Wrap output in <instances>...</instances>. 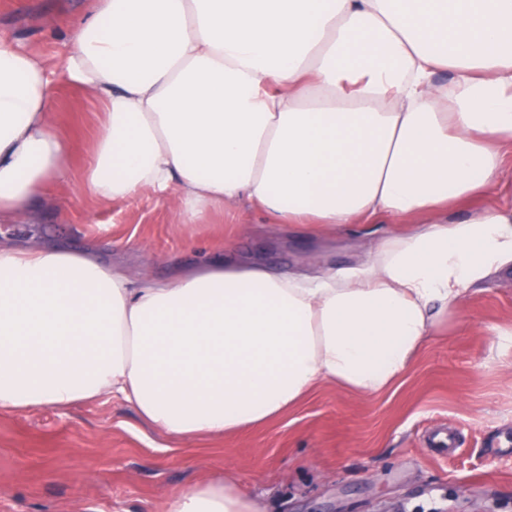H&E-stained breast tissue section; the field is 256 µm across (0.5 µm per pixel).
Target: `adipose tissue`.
Listing matches in <instances>:
<instances>
[{
	"mask_svg": "<svg viewBox=\"0 0 512 512\" xmlns=\"http://www.w3.org/2000/svg\"><path fill=\"white\" fill-rule=\"evenodd\" d=\"M71 40L65 76L106 114L98 199L167 200L179 224L244 198L281 224L416 227L312 281L204 261L136 283L91 248L0 239V411L112 395L189 439L324 383L375 395L512 266V208L448 218L512 157V0H98ZM54 81L0 34L1 224L66 176ZM168 512L261 510L224 476Z\"/></svg>",
	"mask_w": 512,
	"mask_h": 512,
	"instance_id": "obj_1",
	"label": "adipose tissue"
}]
</instances>
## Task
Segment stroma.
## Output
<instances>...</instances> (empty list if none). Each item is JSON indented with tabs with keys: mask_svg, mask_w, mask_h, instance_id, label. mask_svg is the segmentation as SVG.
<instances>
[{
	"mask_svg": "<svg viewBox=\"0 0 512 512\" xmlns=\"http://www.w3.org/2000/svg\"><path fill=\"white\" fill-rule=\"evenodd\" d=\"M94 0H0V33L55 72L56 129L76 150L55 208L0 227L13 241L79 251L138 279L170 276L202 252L284 276L363 264L380 220L329 228L275 224L239 201L178 224L168 202L105 203L83 179L104 114L63 77L70 31ZM512 206V161L490 193L458 206L461 221ZM438 426L455 451L433 453ZM230 475L265 512H512V268L473 286L389 390L363 396L323 384L275 419L222 438L183 439L101 396L68 409L0 412V512H167L188 486Z\"/></svg>",
	"mask_w": 512,
	"mask_h": 512,
	"instance_id": "stroma-1",
	"label": "stroma"
}]
</instances>
